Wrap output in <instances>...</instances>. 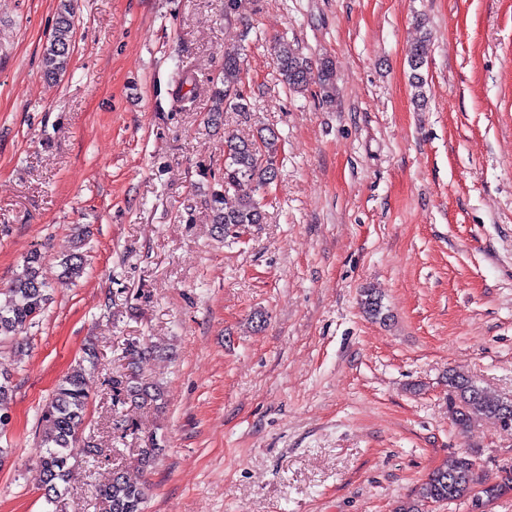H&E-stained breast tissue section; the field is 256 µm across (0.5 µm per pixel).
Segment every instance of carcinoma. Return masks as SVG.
Segmentation results:
<instances>
[{
  "label": "carcinoma",
  "instance_id": "1",
  "mask_svg": "<svg viewBox=\"0 0 512 512\" xmlns=\"http://www.w3.org/2000/svg\"><path fill=\"white\" fill-rule=\"evenodd\" d=\"M71 6L64 5L55 20L43 51V75L55 80L66 72L74 49V24ZM429 41L428 33L415 43L409 66L415 97L425 100L421 68ZM277 71L289 89L303 93L314 85L322 101L330 103L336 96V74L330 60L312 66L299 50L286 41L273 46ZM251 109L246 88L241 49H224V68L213 81L209 120L217 122L226 112H238L248 117ZM279 137L270 131L252 138L229 134L224 137V180L205 199L214 231L226 237L236 227L265 223L260 201L243 191L250 186L264 189L274 183L279 174ZM43 256L32 252L24 261L23 270L9 287L0 289V341L26 331L35 323L47 300L48 285L40 278ZM86 255L73 250L60 258L62 279L74 282L85 272ZM361 304L365 312L378 318L382 315L381 300L366 288ZM87 368L78 363L57 385L52 397L41 408L43 424L42 445L45 453L40 459L45 497L62 496L69 470L70 452L85 430L89 396L86 390ZM448 385V416L456 428L464 432L482 418L494 419L500 428L512 431V399L488 392L470 379L450 374ZM115 404L130 400L142 405H155L163 400L164 392L157 385H143L132 373L108 382ZM159 448L154 439H147L139 449L138 464L143 470L152 467ZM512 494V467H503L493 478L482 477L476 461L469 452L456 453L429 473L419 495L401 501L396 512H425L428 502L452 504L463 501L468 512H488L497 500ZM145 486L131 480L122 470L112 473V481L100 486L96 496L103 512H143Z\"/></svg>",
  "mask_w": 512,
  "mask_h": 512
}]
</instances>
